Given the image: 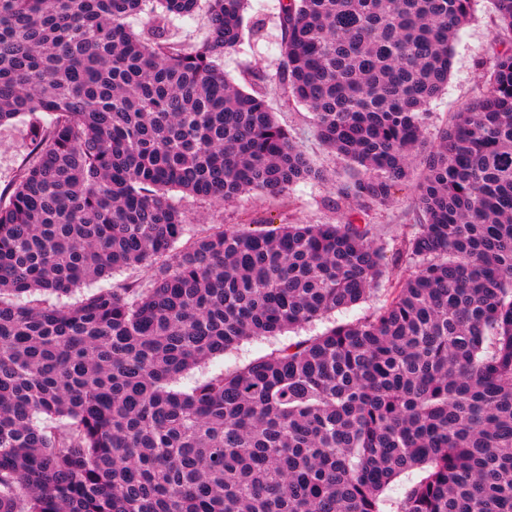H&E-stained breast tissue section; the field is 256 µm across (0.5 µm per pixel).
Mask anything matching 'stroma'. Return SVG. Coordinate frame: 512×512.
Segmentation results:
<instances>
[{"instance_id":"35a3bbf8","label":"stroma","mask_w":512,"mask_h":512,"mask_svg":"<svg viewBox=\"0 0 512 512\" xmlns=\"http://www.w3.org/2000/svg\"><path fill=\"white\" fill-rule=\"evenodd\" d=\"M278 13L279 0H249L243 43L238 52L225 56L224 72L234 84L246 89L252 81V69L263 71L267 99L278 121L288 128L293 141L321 172L322 178L298 185L285 201L245 195L229 203H214L172 191L173 202L189 215L192 224H224L253 231L267 224H337L351 217L349 209L339 207L336 194L338 182L346 177L347 162L317 140L310 113L295 99L287 97L279 85ZM499 50L491 6L488 0H476L471 19L453 41L448 85L428 107L426 139H434L453 112L479 100L483 89L481 75L494 63ZM26 153L21 123L0 127V189L13 179ZM413 198L412 186H401L391 204L373 208L356 219L358 223L371 225L376 238L394 244L412 230ZM326 327L327 323L322 321L279 336L244 340L226 354L184 372L173 387L189 389L197 380L243 367L288 341L316 335Z\"/></svg>"}]
</instances>
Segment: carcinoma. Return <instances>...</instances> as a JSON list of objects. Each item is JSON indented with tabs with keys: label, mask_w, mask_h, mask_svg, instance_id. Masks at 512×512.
Listing matches in <instances>:
<instances>
[{
	"label": "carcinoma",
	"mask_w": 512,
	"mask_h": 512,
	"mask_svg": "<svg viewBox=\"0 0 512 512\" xmlns=\"http://www.w3.org/2000/svg\"><path fill=\"white\" fill-rule=\"evenodd\" d=\"M246 2L0 0V125L30 144L0 192V512H386L413 470L393 512H512V0H490L482 98L430 144L474 0H283L279 81L350 162L339 198L364 212L414 182L392 247L410 273L368 316L172 388L385 277L367 224L191 230L172 203L322 179L260 70L250 92L224 76ZM201 9L203 40L165 38ZM153 272L147 268H136L118 271L113 277L104 278L98 281H91L81 287L70 297L63 296L62 302L75 303L82 298L97 292L100 288H112V285L126 280L138 279L143 282L149 281Z\"/></svg>",
	"instance_id": "carcinoma-1"
}]
</instances>
